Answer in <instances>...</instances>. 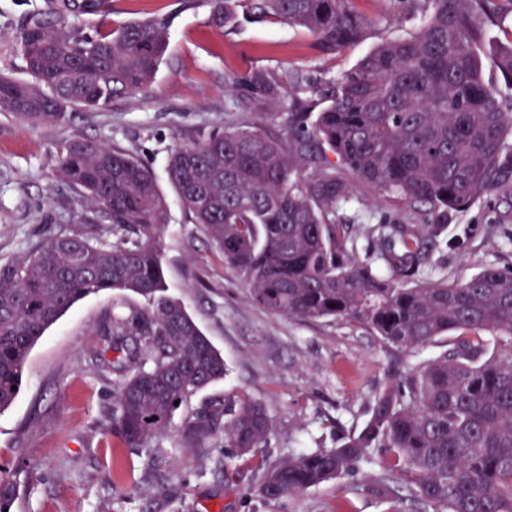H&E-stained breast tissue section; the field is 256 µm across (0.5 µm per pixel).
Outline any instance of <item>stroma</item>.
I'll return each mask as SVG.
<instances>
[{
  "instance_id": "obj_1",
  "label": "stroma",
  "mask_w": 512,
  "mask_h": 512,
  "mask_svg": "<svg viewBox=\"0 0 512 512\" xmlns=\"http://www.w3.org/2000/svg\"><path fill=\"white\" fill-rule=\"evenodd\" d=\"M52 7L51 0H0L1 73L28 80L17 37L30 15ZM353 8L367 22L365 34L332 54L309 31L271 17L243 15L232 28L217 29L210 23L211 0H110L109 11L69 22L93 35L133 20H162L168 52L150 90L51 126L0 113V259L21 255L48 226L96 221L93 206L59 174L61 142L80 136L127 149L152 169L168 207L161 264L169 293L227 368L223 380L177 411L158 451L160 464L147 466L112 432L117 377L111 360L99 355L113 310L144 301L126 291L78 301L36 342L18 396L0 412V464L18 488L12 512H386L387 502L371 491L384 471L382 460L353 481L332 480L272 502L255 493L262 476L257 464L335 447L369 418L388 374L437 358L453 346L455 333L398 352L352 323L269 315L191 224L166 173L176 144L197 141L226 120L264 122L299 101L326 106L346 70L418 23L399 0H353ZM255 69L276 76L279 102L230 87L231 76ZM401 211L393 199L368 193L362 210L337 211L336 221L361 241V214L378 219ZM448 235L460 239V247L433 252L431 262L449 280L488 266L512 270V193L488 194L449 213ZM227 396L265 406L272 424L267 446L247 457L219 436L202 451L182 447L179 429L186 416Z\"/></svg>"
}]
</instances>
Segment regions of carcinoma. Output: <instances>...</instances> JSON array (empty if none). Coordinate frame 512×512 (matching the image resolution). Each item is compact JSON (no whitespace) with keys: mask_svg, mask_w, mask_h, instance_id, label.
Returning <instances> with one entry per match:
<instances>
[{"mask_svg":"<svg viewBox=\"0 0 512 512\" xmlns=\"http://www.w3.org/2000/svg\"><path fill=\"white\" fill-rule=\"evenodd\" d=\"M222 29L238 13L275 17L310 31L336 53L363 38L352 0H212ZM495 0H410L424 13L412 33L390 38L347 70L317 112L277 122L228 123L174 147L168 177L192 223L249 287L258 307L301 321L356 324L403 352L458 333L455 347L388 378L358 433L334 448L262 462L265 501L353 478L377 452L385 474L373 491L398 490L432 512H512V271L488 267L450 282L430 263L448 246V212L512 184V98L486 81L479 51ZM104 0H54L31 16L18 41L32 81L0 76V112L33 123L65 120L66 109L103 110L147 91L167 51L165 25L130 21L86 35L68 18ZM512 82V45L495 52ZM276 99L265 72L230 78ZM336 160H331L329 155ZM59 171L108 224L57 225L21 256L0 261V412L23 383L30 351L77 301L130 291L140 308L112 313L104 351L112 370V432L156 463L175 412L224 378V357L186 308L168 294L159 261L169 221L153 171L99 140L59 145ZM373 192L403 204L400 224H370L368 254L336 211ZM495 348L486 355L489 344ZM245 456L267 445L271 422L250 400H213L180 429L185 448L216 435ZM16 484L0 466V512Z\"/></svg>","mask_w":512,"mask_h":512,"instance_id":"cac0c4a2","label":"carcinoma"}]
</instances>
